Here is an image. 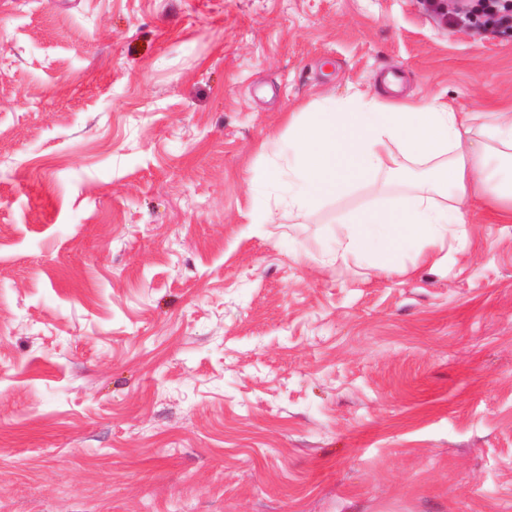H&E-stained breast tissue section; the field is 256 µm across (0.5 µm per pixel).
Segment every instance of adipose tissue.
I'll return each instance as SVG.
<instances>
[{
    "mask_svg": "<svg viewBox=\"0 0 512 512\" xmlns=\"http://www.w3.org/2000/svg\"><path fill=\"white\" fill-rule=\"evenodd\" d=\"M292 147L284 162L253 170L250 221L275 219L271 193L280 190L289 211L310 215L326 195H344L378 177H396L407 163L429 165L433 176L415 193L355 213L341 223L337 258L365 257L389 273L403 251L417 253L448 238L464 225L473 198L498 220L512 222V108L458 112L446 102L346 106L290 113ZM450 198L439 205V196Z\"/></svg>",
    "mask_w": 512,
    "mask_h": 512,
    "instance_id": "adipose-tissue-1",
    "label": "adipose tissue"
}]
</instances>
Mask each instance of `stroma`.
Instances as JSON below:
<instances>
[{
	"instance_id": "obj_1",
	"label": "stroma",
	"mask_w": 512,
	"mask_h": 512,
	"mask_svg": "<svg viewBox=\"0 0 512 512\" xmlns=\"http://www.w3.org/2000/svg\"><path fill=\"white\" fill-rule=\"evenodd\" d=\"M400 79L399 91L384 85ZM512 106L428 0H0V512H512V223L370 279L250 223L288 112Z\"/></svg>"
}]
</instances>
